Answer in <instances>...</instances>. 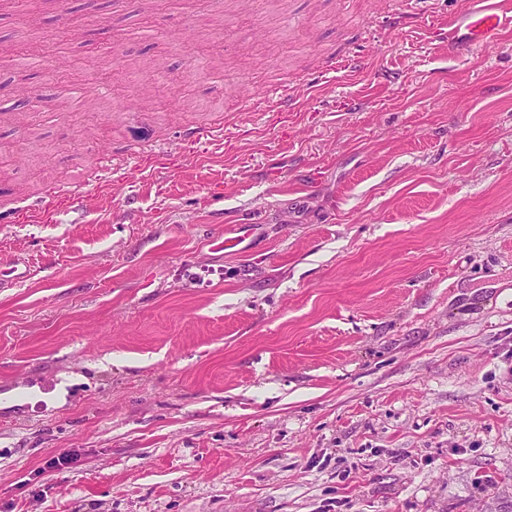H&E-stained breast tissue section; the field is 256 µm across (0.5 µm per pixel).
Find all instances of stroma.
<instances>
[{"mask_svg":"<svg viewBox=\"0 0 512 512\" xmlns=\"http://www.w3.org/2000/svg\"><path fill=\"white\" fill-rule=\"evenodd\" d=\"M468 7L0 0V512H512V26L449 49Z\"/></svg>","mask_w":512,"mask_h":512,"instance_id":"35a3bbf8","label":"stroma"}]
</instances>
